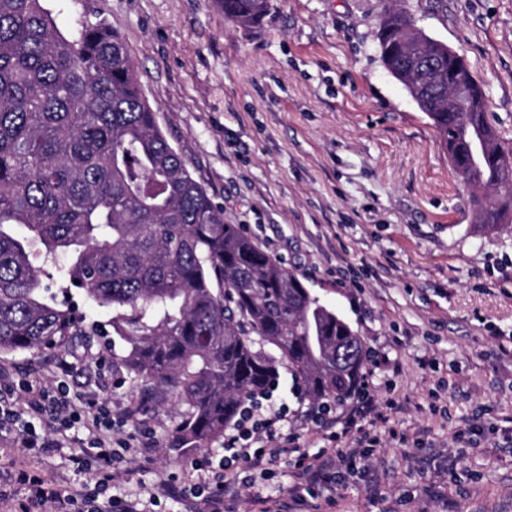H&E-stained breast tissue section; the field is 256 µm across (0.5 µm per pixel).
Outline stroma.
Masks as SVG:
<instances>
[{
	"mask_svg": "<svg viewBox=\"0 0 512 512\" xmlns=\"http://www.w3.org/2000/svg\"><path fill=\"white\" fill-rule=\"evenodd\" d=\"M457 52L481 84L490 121L512 145V0H394ZM56 28L104 21L131 52L159 125L192 176L268 253L358 331L383 409L364 428L373 453L341 474L322 512H512V223L490 236L429 118L383 66L384 0H270L263 25L225 19L219 0H45ZM85 335L65 348L0 355L17 382L65 381L77 406L118 418L108 471H74L80 425L43 460L22 447L0 471L95 484L185 512L164 495L192 455L167 446L187 407L112 369L111 314L71 296ZM296 381L282 373L288 431L325 441ZM394 408H387V401ZM151 431L160 445L137 455Z\"/></svg>",
	"mask_w": 512,
	"mask_h": 512,
	"instance_id": "stroma-1",
	"label": "stroma"
}]
</instances>
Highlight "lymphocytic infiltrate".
I'll return each mask as SVG.
<instances>
[{"label":"lymphocytic infiltrate","instance_id":"1","mask_svg":"<svg viewBox=\"0 0 512 512\" xmlns=\"http://www.w3.org/2000/svg\"><path fill=\"white\" fill-rule=\"evenodd\" d=\"M11 387H0V432L20 428V442L33 457L44 458L57 450L58 433L74 423L96 432L89 448L74 456L76 470L88 469L90 461L112 463L111 411L103 406L77 407L64 385L54 388H26L22 400H12ZM352 405L341 432H329L330 451L308 455L298 444L285 438L288 406L274 399L273 389L251 394L243 403L238 417L224 428V454L220 460L204 455L194 459L193 470L203 472L202 482L186 484L168 479L165 490L170 497L193 501L194 512H224V503L237 499L242 483L238 464L250 472L251 500L259 512H278L279 503L265 494V483L281 466L292 468L293 485L289 490L294 501H301L304 490L315 484L330 485L341 469L367 458L370 438L362 422L381 418L368 383H361L351 395ZM353 436V443L337 446L341 436ZM106 485L89 490L87 485L49 484L32 477L28 480L31 501L39 512H147L143 501L123 500L106 494Z\"/></svg>","mask_w":512,"mask_h":512}]
</instances>
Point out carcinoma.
I'll list each match as a JSON object with an SVG mask.
<instances>
[{"label": "carcinoma", "instance_id": "carcinoma-1", "mask_svg": "<svg viewBox=\"0 0 512 512\" xmlns=\"http://www.w3.org/2000/svg\"><path fill=\"white\" fill-rule=\"evenodd\" d=\"M43 2L0 0V353L58 349L83 335L76 309L43 280L38 245L47 261L66 258L63 289L111 311L125 350L112 368L187 406L169 443L180 454L224 434L245 396L281 366L312 404L347 399L366 356L358 333L224 222L162 132L122 36L98 22L66 37ZM221 4L245 28L270 11V0ZM414 25L411 11L384 10L381 61L431 120L454 171L497 193L474 198L472 225L494 234L512 216V147L488 118L483 88L444 44L428 37L422 51L425 61L442 57L441 85L401 72Z\"/></svg>", "mask_w": 512, "mask_h": 512}]
</instances>
